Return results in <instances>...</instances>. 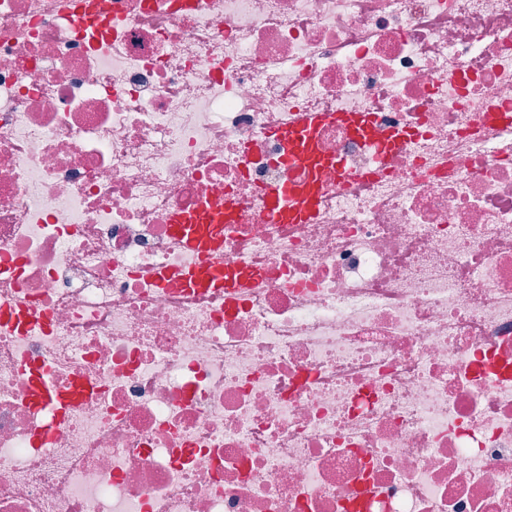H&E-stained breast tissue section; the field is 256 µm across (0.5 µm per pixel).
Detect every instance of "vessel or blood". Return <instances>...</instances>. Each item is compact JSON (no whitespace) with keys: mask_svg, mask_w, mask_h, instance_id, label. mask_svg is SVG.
Returning <instances> with one entry per match:
<instances>
[{"mask_svg":"<svg viewBox=\"0 0 512 512\" xmlns=\"http://www.w3.org/2000/svg\"><path fill=\"white\" fill-rule=\"evenodd\" d=\"M339 122L349 126L356 134L365 135L369 124L363 114L348 112L306 113L288 127L274 130L273 135L281 145V155L285 163L306 171L307 176L297 183H282L267 186L263 192L268 213L278 222L299 224L304 222L316 209L323 186L315 177L323 159L318 150V131L326 123ZM229 213H200L178 215L172 220L175 234L191 249L207 252L216 241L213 237L217 225L231 223ZM200 287L222 286L239 287V280L228 273L204 265L197 268L192 277Z\"/></svg>","mask_w":512,"mask_h":512,"instance_id":"1","label":"vessel or blood"}]
</instances>
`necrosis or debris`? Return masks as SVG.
I'll return each mask as SVG.
<instances>
[{"instance_id": "necrosis-or-debris-1", "label": "necrosis or debris", "mask_w": 512, "mask_h": 512, "mask_svg": "<svg viewBox=\"0 0 512 512\" xmlns=\"http://www.w3.org/2000/svg\"><path fill=\"white\" fill-rule=\"evenodd\" d=\"M86 8L0 0V512H512V0ZM302 112L407 139L279 224ZM217 224H232V217L222 210L217 213L197 215H176L172 220L175 234L191 249L205 253L212 249L216 241L212 238ZM192 281L200 287L222 286L224 288H239L240 281L233 279L226 271H216L208 265L197 268L192 277Z\"/></svg>"}]
</instances>
